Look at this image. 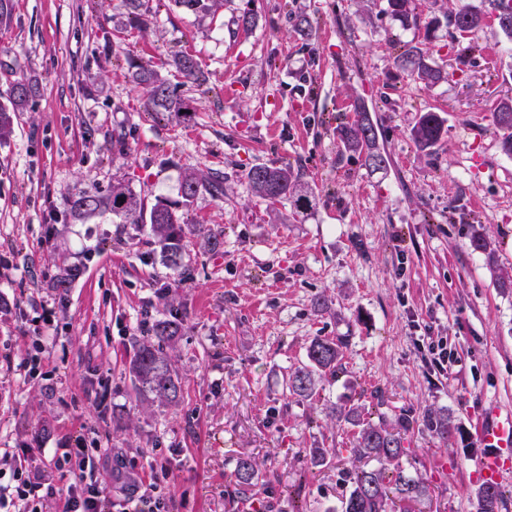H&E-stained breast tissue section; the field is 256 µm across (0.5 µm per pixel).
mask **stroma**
<instances>
[{"label": "stroma", "mask_w": 512, "mask_h": 512, "mask_svg": "<svg viewBox=\"0 0 512 512\" xmlns=\"http://www.w3.org/2000/svg\"><path fill=\"white\" fill-rule=\"evenodd\" d=\"M382 7L226 0L222 15L200 19L149 0L136 25L120 0H12L0 91L23 76L36 93L0 147V469L21 459L67 485L54 462L82 438L95 467L119 476L106 512L148 490L156 460L171 473L159 494L174 512H332L354 429L329 410L350 402L418 421L403 464L428 494L393 512H474L480 428L489 405L512 412V288L498 285L512 274V156L492 117L512 96V41L488 25L471 38L476 56L447 25L405 29ZM248 10L257 27L234 33ZM292 12L312 19L308 35L293 32ZM412 45L449 80L425 86L398 70L394 57ZM182 54L204 83H180L170 62ZM143 66L177 84L191 119L145 103L134 83ZM361 103L380 127L379 170L336 135ZM429 110L445 134L423 152L411 129ZM269 162L299 173L309 210L253 197L245 174ZM192 168L223 172L224 195L179 209L189 269L179 283L147 229L65 209L117 178L147 204L176 202ZM477 231L496 266L471 247ZM73 265L82 274L59 300L53 282ZM174 319L183 398L148 408L125 367L156 322ZM315 338L342 342L343 369L312 398L289 397L284 378ZM430 409L447 414L448 442L424 429ZM313 448L334 449L327 467L311 465ZM245 457L261 488L250 499L235 479Z\"/></svg>", "instance_id": "obj_1"}]
</instances>
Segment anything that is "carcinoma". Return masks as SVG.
<instances>
[{
  "label": "carcinoma",
  "mask_w": 512,
  "mask_h": 512,
  "mask_svg": "<svg viewBox=\"0 0 512 512\" xmlns=\"http://www.w3.org/2000/svg\"><path fill=\"white\" fill-rule=\"evenodd\" d=\"M182 12L195 16L216 14L224 8V0H172ZM414 0H386L382 11L405 27H424L431 30L437 18H427L416 12ZM508 11L505 22L498 23L500 31L512 40V0H482V6L469 4L466 0H448L446 21L448 34L453 39L462 38L483 28L486 18L496 12ZM396 68L415 80L435 85L448 79V72L437 66L423 48L413 46L395 58ZM172 65L188 82L200 81V69L195 59L180 55ZM136 81L143 90L147 102L166 112H192L184 99L177 96L170 85L153 69H141ZM33 89L23 79L14 81L7 91L8 105H0V144L10 140L14 133V113L25 109ZM494 121L502 131L501 147L505 154L512 155V98L500 100L493 113ZM444 121L437 112L421 113L412 129V136L419 149L433 148L441 139ZM340 139L345 149L365 154V163L374 169L386 165V157L377 149V124L365 105L356 108L352 123L340 128ZM246 180L253 194L274 207L286 201L298 211L311 206L310 197L299 188V181L287 166L257 164L246 172ZM201 193L215 197L224 195V174L221 172L188 170L181 180L183 204L187 205ZM70 214L76 218L95 215H111L122 224H148L150 234L162 252L163 260L178 280L184 279L181 245L183 229L172 204L158 199L148 207L144 198L123 181L112 183L106 195L83 192L69 200ZM77 267L66 269L53 284L60 290L59 300L65 301L66 291L79 276ZM181 323L165 320L156 323L152 337L139 343L130 361L128 373L135 397L148 405L172 406L180 398L181 385L178 372L163 344L178 336ZM307 363L290 370L286 379L288 394L307 398L315 394L319 380L342 370V344L329 339L315 338L306 349ZM336 420L356 427L352 451L358 465L348 470L344 482L345 494L340 499L339 512H389L393 498L419 500L427 495L428 487L420 477L405 472L400 459L406 454L404 441L414 430L417 419L408 411L397 417V427L390 428L384 421L373 422L362 417V407L352 404L332 408ZM427 430L439 440L446 442L450 435L448 416L429 414ZM392 478L386 479V473ZM235 477L239 491L246 497L257 494L256 469L249 459H240ZM505 495L498 485L483 482L475 492V512H501Z\"/></svg>",
  "instance_id": "1"
}]
</instances>
